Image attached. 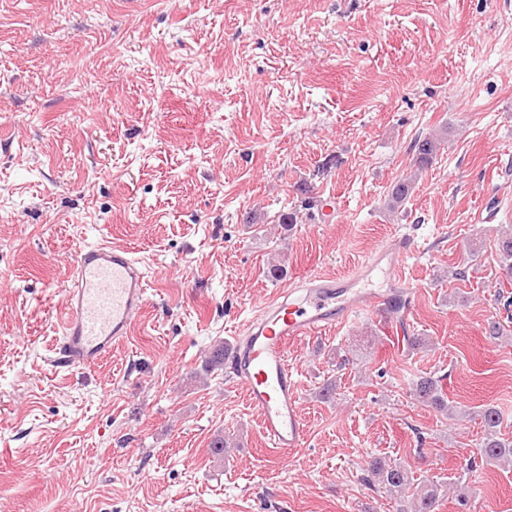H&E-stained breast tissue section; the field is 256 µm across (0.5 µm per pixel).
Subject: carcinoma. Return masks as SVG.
Returning <instances> with one entry per match:
<instances>
[{"label": "carcinoma", "mask_w": 512, "mask_h": 512, "mask_svg": "<svg viewBox=\"0 0 512 512\" xmlns=\"http://www.w3.org/2000/svg\"><path fill=\"white\" fill-rule=\"evenodd\" d=\"M448 143V129L431 133L415 140L414 170L402 176L393 186L388 200V208L397 210L413 191L420 173L429 168L440 150ZM496 251L499 269L506 279H512V232L497 237ZM226 347L222 343L213 345L206 358L205 370L211 371L224 367ZM410 394L417 402L431 407L450 420L459 417L454 406L448 404L442 386V379L434 376H422L412 383ZM482 435L479 445L481 458L497 464H512V439L501 433L502 413L491 404H486L477 411ZM364 481L384 490L391 499L399 502V512H436L441 500L440 490L447 487L465 505L469 502L470 487L467 478L460 477L452 483L442 480H423L415 482L412 472L406 468L393 465L383 457H376L368 462Z\"/></svg>", "instance_id": "obj_1"}]
</instances>
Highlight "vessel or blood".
<instances>
[{"label":"vessel or blood","instance_id":"b4317fda","mask_svg":"<svg viewBox=\"0 0 512 512\" xmlns=\"http://www.w3.org/2000/svg\"><path fill=\"white\" fill-rule=\"evenodd\" d=\"M413 251L408 236L398 233L352 274L307 275L244 324L229 351L231 370L235 384L257 412L272 451L307 444L299 413L300 384L289 362V346L367 311L378 314L392 307L410 311L413 291L404 282L403 268ZM378 276L388 283V293L369 291ZM65 297L55 363L64 368L95 366L114 343L128 336L135 317L148 305L143 263L131 252L104 242L79 247Z\"/></svg>","mask_w":512,"mask_h":512}]
</instances>
